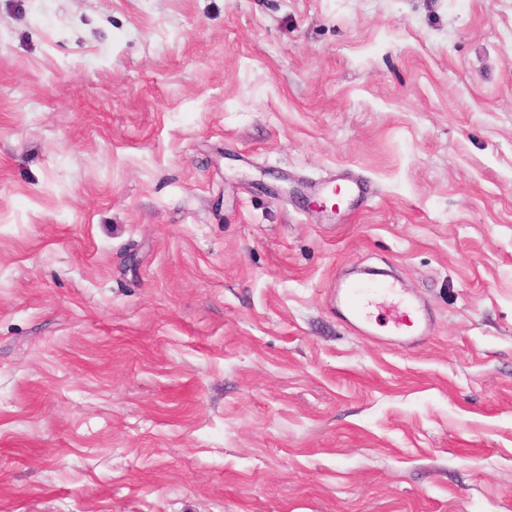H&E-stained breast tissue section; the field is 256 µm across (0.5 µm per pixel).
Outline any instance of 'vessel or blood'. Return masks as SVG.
I'll use <instances>...</instances> for the list:
<instances>
[{"label": "vessel or blood", "instance_id": "b4317fda", "mask_svg": "<svg viewBox=\"0 0 512 512\" xmlns=\"http://www.w3.org/2000/svg\"><path fill=\"white\" fill-rule=\"evenodd\" d=\"M332 299L349 326L363 335L370 332L373 308L381 301H388L391 333L401 337L406 347L413 345L415 338L427 335L431 325L429 311L416 298L390 283L368 288L357 282L340 280L333 289Z\"/></svg>", "mask_w": 512, "mask_h": 512}]
</instances>
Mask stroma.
Listing matches in <instances>:
<instances>
[{"label": "stroma", "mask_w": 512, "mask_h": 512, "mask_svg": "<svg viewBox=\"0 0 512 512\" xmlns=\"http://www.w3.org/2000/svg\"><path fill=\"white\" fill-rule=\"evenodd\" d=\"M0 512H512V0H0ZM333 303L345 318L349 326L357 333L367 335L372 324V308L384 299L390 300L388 306V322L391 323L393 336H410L400 338V343L410 347L420 336H427L431 317L429 311L421 306L417 298L406 295L401 288H395L391 283L376 284L373 288H367L363 284L336 280L332 293ZM410 316L415 318L410 320ZM407 321L411 322L408 325ZM416 323L414 331L406 327Z\"/></svg>", "instance_id": "obj_1"}]
</instances>
